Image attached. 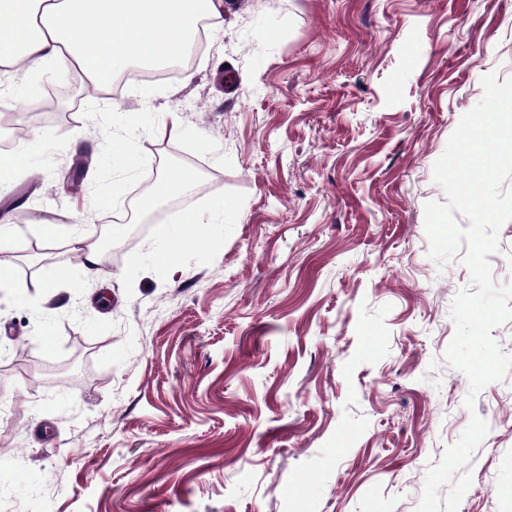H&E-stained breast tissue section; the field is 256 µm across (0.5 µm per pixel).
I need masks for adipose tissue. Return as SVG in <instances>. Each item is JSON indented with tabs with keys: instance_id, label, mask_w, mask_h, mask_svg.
Wrapping results in <instances>:
<instances>
[{
	"instance_id": "adipose-tissue-1",
	"label": "adipose tissue",
	"mask_w": 512,
	"mask_h": 512,
	"mask_svg": "<svg viewBox=\"0 0 512 512\" xmlns=\"http://www.w3.org/2000/svg\"><path fill=\"white\" fill-rule=\"evenodd\" d=\"M224 0H0V76L18 61L28 67L65 65L98 88L112 86L131 62L161 66L184 56L199 23L223 27ZM196 183L193 170L161 177L137 202L152 211ZM47 242L67 237L84 274L99 273V248L68 234L66 225L46 224Z\"/></svg>"
}]
</instances>
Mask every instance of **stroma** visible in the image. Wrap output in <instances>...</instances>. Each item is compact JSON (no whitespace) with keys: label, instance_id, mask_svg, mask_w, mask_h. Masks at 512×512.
<instances>
[{"label":"stroma","instance_id":"stroma-1","mask_svg":"<svg viewBox=\"0 0 512 512\" xmlns=\"http://www.w3.org/2000/svg\"><path fill=\"white\" fill-rule=\"evenodd\" d=\"M493 72L512 0H224L189 67L69 112L4 111L81 80L22 67L0 92L26 169L0 187V512H417L475 416L458 512H512V369L466 407L445 351L474 284L430 258L424 212ZM169 158L200 181L136 231ZM182 211L208 243L168 262ZM97 223L119 246L101 277L46 288L77 258L42 225Z\"/></svg>","mask_w":512,"mask_h":512}]
</instances>
